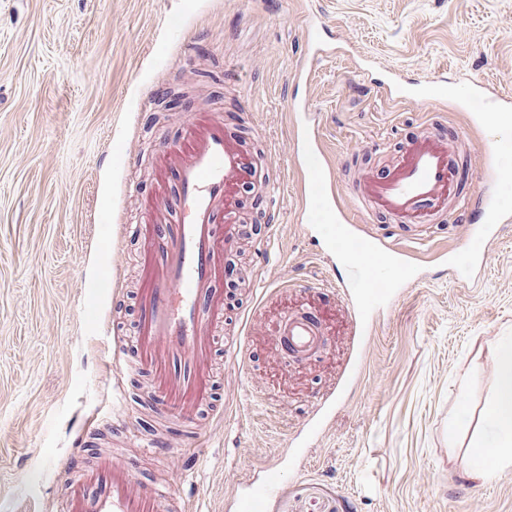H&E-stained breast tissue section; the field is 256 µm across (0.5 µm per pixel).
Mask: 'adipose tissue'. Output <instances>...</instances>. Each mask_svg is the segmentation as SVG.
<instances>
[{
	"mask_svg": "<svg viewBox=\"0 0 512 512\" xmlns=\"http://www.w3.org/2000/svg\"><path fill=\"white\" fill-rule=\"evenodd\" d=\"M496 356L495 395L487 411L495 443L483 449L486 457L501 455L503 449L512 446V340L500 342Z\"/></svg>",
	"mask_w": 512,
	"mask_h": 512,
	"instance_id": "adipose-tissue-1",
	"label": "adipose tissue"
}]
</instances>
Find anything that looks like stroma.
Segmentation results:
<instances>
[{
    "label": "stroma",
    "instance_id": "35a3bbf8",
    "mask_svg": "<svg viewBox=\"0 0 512 512\" xmlns=\"http://www.w3.org/2000/svg\"><path fill=\"white\" fill-rule=\"evenodd\" d=\"M310 12L350 51L298 86ZM386 68L443 81L444 107L389 101L378 88ZM162 73L168 91L151 97ZM476 80L512 94V0H0V512H65L75 471L101 455L139 486H174L184 512H240L238 484L276 462L284 483L268 512H512V465L484 482L466 474L493 437L494 347L512 336V223L481 287L437 262L465 240L488 162L512 167V126L501 123L472 130L456 197L424 230L431 278L386 313L322 437L304 457L288 452L353 337L335 288L350 266L322 262L323 239L297 222L287 98L319 112L331 166L377 174L426 129L455 136L466 124L455 105ZM195 111L245 123L270 188L243 191L237 221L261 231L224 256L240 272L224 288L218 410L202 412L195 434L173 422L171 447L156 454L144 426L91 439L85 423L134 384L104 362L138 320L139 246L117 227L156 198V161ZM296 310L326 330L303 363L274 336ZM243 328L249 355L234 371L225 356Z\"/></svg>",
    "mask_w": 512,
    "mask_h": 512
}]
</instances>
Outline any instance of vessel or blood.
Instances as JSON below:
<instances>
[{
  "label": "vessel or blood",
  "instance_id": "obj_1",
  "mask_svg": "<svg viewBox=\"0 0 512 512\" xmlns=\"http://www.w3.org/2000/svg\"><path fill=\"white\" fill-rule=\"evenodd\" d=\"M308 53L298 76L301 83L312 79L315 59L333 55L335 46L326 22L307 17L302 32ZM382 90L398 101L423 103L420 91L403 86L394 73L384 75ZM469 98L482 102L470 113L471 125L503 118L511 99L487 96L482 83H472ZM293 117L289 155L302 176L300 195L304 203V230L314 222L313 203L336 223V242L326 263L343 255L354 270L340 283L353 321L354 343L343 370V385L356 383L366 364V348L376 330L383 304L379 303L369 270L393 274L397 292L419 286L425 274L415 249L389 251L384 237L366 231L372 210L384 211L396 224H435L446 215L455 196V169L451 156L459 142L427 135L409 142L380 176L364 177L350 203H343L339 179L321 147L319 115L307 102L290 99ZM165 174L173 175L181 204L176 224H168L155 204L145 206L144 220L136 225L140 239L141 282L137 324V354L129 358L121 346L112 349L114 372L139 371L150 377L158 410L170 411L184 422H193L210 394L208 367L212 357L214 329L224 317L222 257L237 245L239 195L245 185L255 183L257 169L223 113H211L203 122L185 128L182 145L166 159ZM503 178L488 168L475 209V222L468 227L474 247L468 248L466 267L456 277L468 283L478 278L496 242L499 225L512 215L498 203L495 188ZM275 334L282 349L298 360L309 359L322 345L325 330L317 317L296 312L283 318ZM338 394L329 392L318 403L309 420L312 435L335 407ZM283 484L279 465H271L261 482L239 483L238 492L248 512H265L266 502ZM174 489H144L137 486L124 466L109 458L80 473L68 491L69 512H163L164 499Z\"/></svg>",
  "mask_w": 512,
  "mask_h": 512
}]
</instances>
